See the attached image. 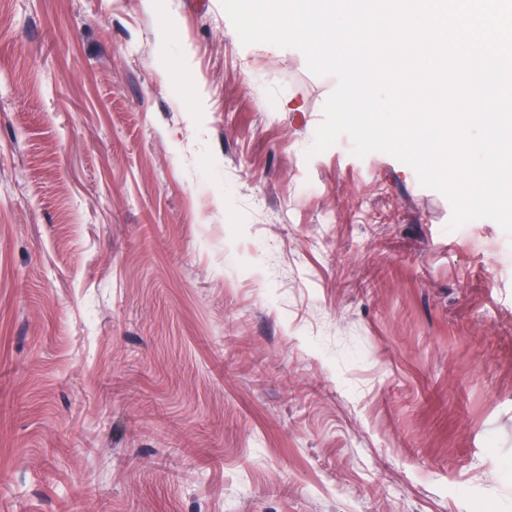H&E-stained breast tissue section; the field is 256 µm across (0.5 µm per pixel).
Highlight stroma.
<instances>
[{"mask_svg":"<svg viewBox=\"0 0 512 512\" xmlns=\"http://www.w3.org/2000/svg\"><path fill=\"white\" fill-rule=\"evenodd\" d=\"M335 86L221 0H0V512H512V233L310 155Z\"/></svg>","mask_w":512,"mask_h":512,"instance_id":"obj_1","label":"stroma"}]
</instances>
